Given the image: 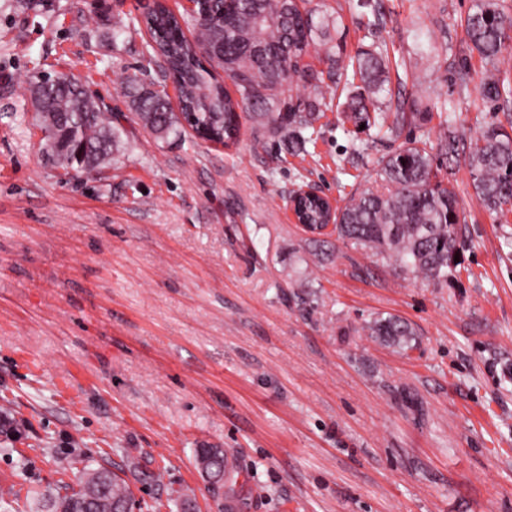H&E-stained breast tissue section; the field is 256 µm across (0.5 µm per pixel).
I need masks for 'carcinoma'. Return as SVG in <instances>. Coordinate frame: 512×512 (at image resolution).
I'll use <instances>...</instances> for the list:
<instances>
[{"instance_id":"obj_1","label":"carcinoma","mask_w":512,"mask_h":512,"mask_svg":"<svg viewBox=\"0 0 512 512\" xmlns=\"http://www.w3.org/2000/svg\"><path fill=\"white\" fill-rule=\"evenodd\" d=\"M306 0H200L190 18L177 16L161 0L143 18L149 39L145 51L159 61L163 78H172L178 92L173 108L165 89L155 82L128 81V108L137 123L158 139L184 130L181 119H194L212 139L234 142L241 115L266 119L274 132L288 134V145L309 140L321 111L322 84L362 86L351 92L346 118L355 127L376 129L397 140L405 126L416 135L378 162L375 187L352 195L336 210L332 232L337 239L370 249L392 262L405 275L438 286L458 282L460 230L465 218L455 187L437 179L443 169L464 160L478 199L491 214L512 213V133L494 120L469 137L468 152L459 153L454 136L438 145L430 140L428 112L391 111L380 98L387 82L388 59L371 46L349 57L351 69L340 67L345 57L341 18L305 7ZM192 23L188 38L183 25ZM468 46L493 66L479 84L482 100L493 113H512V85L500 81V57L512 40V15L499 9L498 0H473L464 20ZM316 55L326 65L317 71L306 58ZM224 71L234 91L219 81ZM313 86L307 97L292 94L298 82ZM32 102L44 133L41 150L63 169L91 171L112 158L121 129L107 114L104 102L83 85L59 82L42 75L30 79ZM370 335L400 348L412 347L416 333L405 320L389 316L367 325ZM196 458L207 460L201 472L224 477V450L198 448ZM135 503L126 481L106 467L84 468L78 488L39 500L43 512H123Z\"/></svg>"}]
</instances>
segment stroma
<instances>
[{
  "label": "stroma",
  "mask_w": 512,
  "mask_h": 512,
  "mask_svg": "<svg viewBox=\"0 0 512 512\" xmlns=\"http://www.w3.org/2000/svg\"><path fill=\"white\" fill-rule=\"evenodd\" d=\"M153 3L0 0V489L24 494L10 512L89 464L129 484L136 512H172L180 492L222 512L200 448L233 458L235 512H512V222L462 163L460 286L313 244L289 192L310 183L344 205L395 142L331 111L299 154L257 117L227 147L155 139L126 98L129 78L157 77L133 28ZM317 3L355 53L370 10ZM382 3L393 100L447 102L432 133L468 144L489 119L471 0ZM60 73L123 116L100 171L42 155L28 81ZM389 315L413 325L412 348L369 335Z\"/></svg>",
  "instance_id": "1"
}]
</instances>
